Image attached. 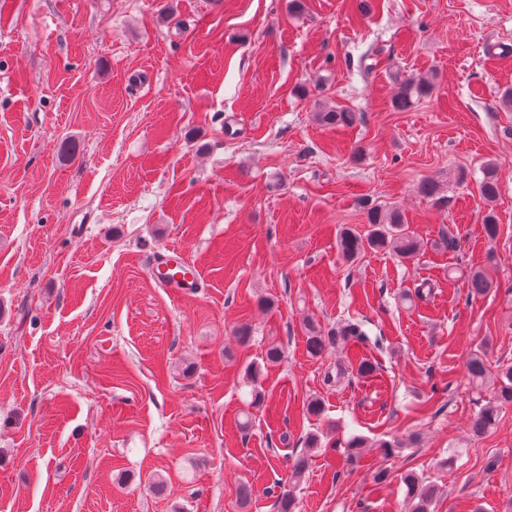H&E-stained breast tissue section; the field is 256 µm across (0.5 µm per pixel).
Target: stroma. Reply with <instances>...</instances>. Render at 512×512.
I'll use <instances>...</instances> for the list:
<instances>
[{
    "mask_svg": "<svg viewBox=\"0 0 512 512\" xmlns=\"http://www.w3.org/2000/svg\"><path fill=\"white\" fill-rule=\"evenodd\" d=\"M400 72L433 84L406 111ZM510 88L512 0H0V512H277L314 430L368 446L310 452L297 512H408V470L432 512H512V405L473 437L492 391L467 372L479 349L512 364ZM336 104L355 125L317 122ZM373 207L404 213L417 258L339 256ZM167 247L193 290L153 279ZM470 268L495 289L468 297ZM347 319L365 345L307 354L306 323ZM499 171L494 164H487L483 170V177L479 181L478 191L480 197L486 202H493L499 193ZM401 479L410 503V512H430V506L437 494L436 485L412 471H407Z\"/></svg>",
    "mask_w": 512,
    "mask_h": 512,
    "instance_id": "35a3bbf8",
    "label": "stroma"
}]
</instances>
